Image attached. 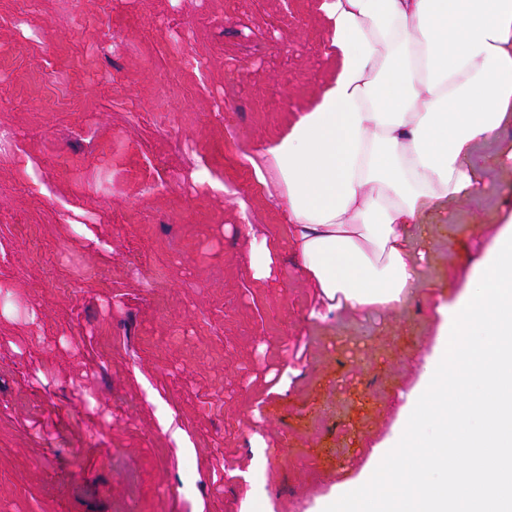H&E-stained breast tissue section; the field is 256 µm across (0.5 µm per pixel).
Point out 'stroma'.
<instances>
[{
  "label": "stroma",
  "mask_w": 512,
  "mask_h": 512,
  "mask_svg": "<svg viewBox=\"0 0 512 512\" xmlns=\"http://www.w3.org/2000/svg\"><path fill=\"white\" fill-rule=\"evenodd\" d=\"M331 69L313 0H0V512H312L390 434L435 342L430 283L460 293L451 259L512 212L491 163L512 123L476 151L483 192L430 216L415 297L313 322L290 248L251 276L279 221L240 156ZM200 174L196 173V180L201 184H207L213 190L224 192V198L232 197V202H234L237 205L239 219L241 223L250 224V219L247 212V205L245 201L239 196V192L235 189L228 187L219 176L214 175L205 166L202 167ZM280 237L267 234L252 236L249 251V269L255 280L266 281L272 276L273 264L279 254Z\"/></svg>",
  "instance_id": "35a3bbf8"
}]
</instances>
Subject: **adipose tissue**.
Wrapping results in <instances>:
<instances>
[{
	"instance_id": "adipose-tissue-1",
	"label": "adipose tissue",
	"mask_w": 512,
	"mask_h": 512,
	"mask_svg": "<svg viewBox=\"0 0 512 512\" xmlns=\"http://www.w3.org/2000/svg\"><path fill=\"white\" fill-rule=\"evenodd\" d=\"M333 68L285 131L242 160L275 206L298 269L322 311L394 309L420 279L425 219L484 188L475 145L512 121V0H318ZM470 264L461 293L440 302L433 353L404 393L391 435L360 475L336 485L321 512L344 502L370 512L375 471L400 485L397 512H512V213ZM465 365L485 390L472 401L436 384ZM483 423L471 430L463 410ZM421 449L414 465L408 448ZM479 449L480 467L450 465ZM446 473L443 483L430 471Z\"/></svg>"
}]
</instances>
